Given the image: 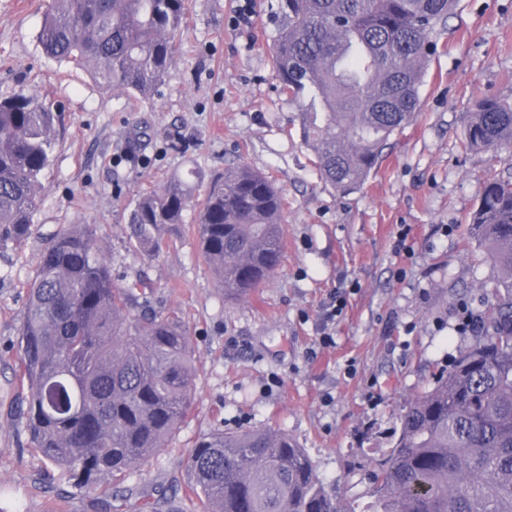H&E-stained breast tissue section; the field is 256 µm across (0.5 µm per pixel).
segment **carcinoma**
<instances>
[{"label": "carcinoma", "mask_w": 512, "mask_h": 512, "mask_svg": "<svg viewBox=\"0 0 512 512\" xmlns=\"http://www.w3.org/2000/svg\"><path fill=\"white\" fill-rule=\"evenodd\" d=\"M456 0H279L272 65L301 108V131L332 188H359L415 115L435 27ZM185 0H52L38 40L130 98L163 81ZM59 115L25 89L0 99V248L31 235ZM467 143L512 147V103L481 98ZM195 185L174 177L129 216L135 246L174 242L190 202L199 254L225 294L242 296L283 258L285 199L246 166ZM498 273L474 344L408 403L372 471L367 512H512V182L488 181L471 223ZM142 280L118 283L94 228L53 234L29 283L19 382L36 454L89 494L123 483L187 419L196 373L172 313ZM187 488L199 512H356L329 495L304 450L279 430L216 431L194 446Z\"/></svg>", "instance_id": "carcinoma-1"}]
</instances>
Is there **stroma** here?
<instances>
[{
	"label": "stroma",
	"mask_w": 512,
	"mask_h": 512,
	"mask_svg": "<svg viewBox=\"0 0 512 512\" xmlns=\"http://www.w3.org/2000/svg\"><path fill=\"white\" fill-rule=\"evenodd\" d=\"M50 0H0V96L29 89L60 114L34 231L0 249V512H84L18 414L27 287L45 240L91 224L118 282L152 284L193 349L195 399L166 448L122 485L101 478L111 512H196L188 461L203 435L272 428L295 439L325 490L365 506L373 461L403 407L471 346L464 312L494 300L492 269L468 233L487 179L512 180L506 150L463 145L475 97L512 100V0H459L438 26L420 105L357 190L326 185L300 133L299 107L272 68L278 0H189L179 52L149 97L106 90L48 58L37 34ZM245 165L282 191L280 268L243 297L217 287L198 256L196 213L154 254L129 215L170 178ZM340 313H333V306Z\"/></svg>",
	"instance_id": "1"
}]
</instances>
